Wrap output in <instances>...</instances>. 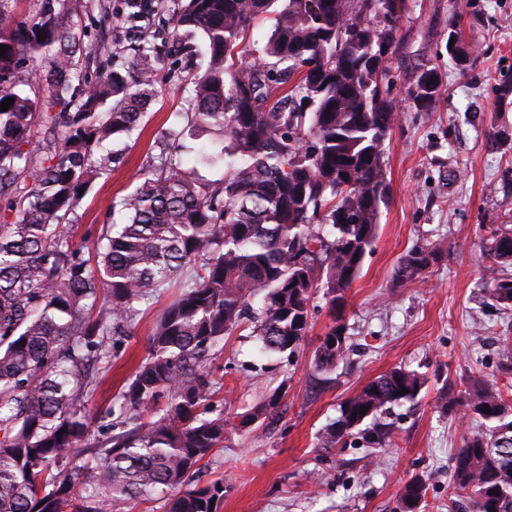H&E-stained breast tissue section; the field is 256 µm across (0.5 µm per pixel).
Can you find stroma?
Segmentation results:
<instances>
[{
	"label": "stroma",
	"instance_id": "35a3bbf8",
	"mask_svg": "<svg viewBox=\"0 0 512 512\" xmlns=\"http://www.w3.org/2000/svg\"><path fill=\"white\" fill-rule=\"evenodd\" d=\"M66 20L84 42L150 41L164 58L158 94L138 138L115 143L109 171L93 180L78 210L73 239L97 248L114 201L132 191L143 169L157 163L163 134L186 124L193 75L203 53L185 57L168 35L173 0H152L145 21H132L127 0H67ZM456 26L474 51L468 72L448 57V28ZM434 66L446 92L431 115L401 105L386 143L388 203L359 278L340 304L322 293L310 300L311 329L294 352L263 355L250 330L225 337L206 363L223 386L212 400L231 424L221 447L201 462L198 482L221 483L218 512H398L404 486L422 479L418 512H462L452 456L469 426L461 412L436 402L448 381L476 374L512 397V370L500 355L512 337V310L483 287V244L493 227L512 226V105L499 106L497 88L512 76V0H407L384 87L401 97L412 70ZM508 138H494L497 129ZM434 247L438 257L414 284L395 277L411 249ZM175 289L140 303L128 337L117 345L110 370L85 403L95 416L117 398L149 352V336ZM343 326L348 350L328 373L315 368V351L331 327ZM425 375L416 406L394 409L395 442L371 447L361 436L337 447L318 438L338 419L343 403L370 379L395 367ZM267 416L240 426L241 416L268 402Z\"/></svg>",
	"mask_w": 512,
	"mask_h": 512
}]
</instances>
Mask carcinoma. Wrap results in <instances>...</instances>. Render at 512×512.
I'll use <instances>...</instances> for the list:
<instances>
[{
	"label": "carcinoma",
	"instance_id": "obj_1",
	"mask_svg": "<svg viewBox=\"0 0 512 512\" xmlns=\"http://www.w3.org/2000/svg\"><path fill=\"white\" fill-rule=\"evenodd\" d=\"M15 2L0 0V102L14 99L0 111V196L14 217L0 224V512H114L159 487L179 491L168 512H217L218 485L194 480L228 425L212 411L221 383L205 362L244 324L260 352L292 353L307 335L313 291L333 305L343 299L386 204L384 156L399 102L435 111L443 76L423 65L401 100L380 92L406 0H182L173 33H200L207 66L194 76L187 124L167 129L158 164L113 204L125 220L104 226L93 263L71 235L79 190L110 167L105 143L137 130L158 94L160 59L144 37L126 65L104 63L88 83L78 62L97 48L64 21V0H41L26 26ZM268 17L267 42L250 45L251 24ZM23 54L45 84L41 101L22 89ZM197 131L211 138L186 147ZM202 168L224 178L209 181ZM486 241L484 286L512 310V278L499 273L512 265V228L502 224ZM435 259L433 248L410 251L398 280L418 281ZM173 284L181 291L158 318L147 358L91 434L85 401L112 348L138 305ZM340 329L317 348V371L343 357ZM425 382L401 367L369 381L321 447L356 434L388 446L387 415L417 404ZM440 403L471 422L452 458L470 512H512V401L472 376L462 389L449 383ZM78 451L94 462L82 469L92 487L84 496L67 470ZM423 489L409 482L400 512H415Z\"/></svg>",
	"mask_w": 512,
	"mask_h": 512
}]
</instances>
